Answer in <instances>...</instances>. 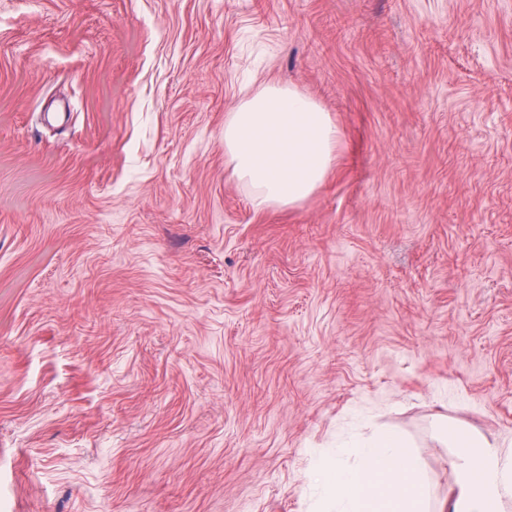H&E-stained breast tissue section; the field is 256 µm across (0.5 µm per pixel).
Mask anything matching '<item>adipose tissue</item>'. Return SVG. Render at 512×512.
I'll return each instance as SVG.
<instances>
[{
  "label": "adipose tissue",
  "instance_id": "obj_1",
  "mask_svg": "<svg viewBox=\"0 0 512 512\" xmlns=\"http://www.w3.org/2000/svg\"><path fill=\"white\" fill-rule=\"evenodd\" d=\"M341 141L330 113L292 87L269 85L224 118V154L256 206L294 207L335 165ZM453 477L432 491L417 451L397 428L330 449L309 483L324 512H506L512 448L476 430H449Z\"/></svg>",
  "mask_w": 512,
  "mask_h": 512
}]
</instances>
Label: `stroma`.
<instances>
[{
  "mask_svg": "<svg viewBox=\"0 0 512 512\" xmlns=\"http://www.w3.org/2000/svg\"><path fill=\"white\" fill-rule=\"evenodd\" d=\"M331 112L259 208L224 116ZM512 441V0H0V512H312L432 421ZM340 131L292 87L268 85L224 118V155L257 207H295L335 165Z\"/></svg>",
  "mask_w": 512,
  "mask_h": 512,
  "instance_id": "1",
  "label": "stroma"
}]
</instances>
